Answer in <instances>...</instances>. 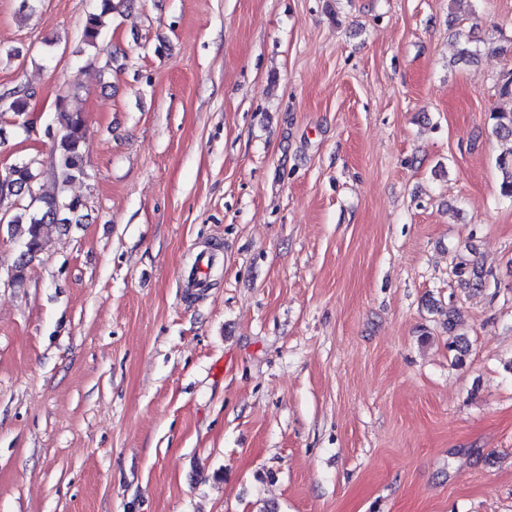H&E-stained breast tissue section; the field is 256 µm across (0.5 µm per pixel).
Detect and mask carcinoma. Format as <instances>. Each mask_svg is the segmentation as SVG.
<instances>
[{
  "instance_id": "carcinoma-1",
  "label": "carcinoma",
  "mask_w": 512,
  "mask_h": 512,
  "mask_svg": "<svg viewBox=\"0 0 512 512\" xmlns=\"http://www.w3.org/2000/svg\"><path fill=\"white\" fill-rule=\"evenodd\" d=\"M121 3L123 0H100L98 9L87 14L82 31L87 46L97 47L107 26V18L120 8ZM29 108L27 89H18L10 94L8 110L15 116L27 117ZM491 119L492 133L500 139L512 140V111L494 112ZM56 124L58 132L52 136L56 191L46 192L39 184L38 160L32 158L8 167L11 180L9 195L16 197L19 203L25 202V205L19 207V212L8 220V224L14 226L15 232L20 235L22 247L10 271L13 284L17 287L25 283L29 265L43 248L44 227L48 224L70 223V216L84 206L80 198H69L64 192L70 184L86 177L82 151L85 115L65 104L56 112ZM498 168L501 172L500 195L512 200V150L499 158Z\"/></svg>"
}]
</instances>
